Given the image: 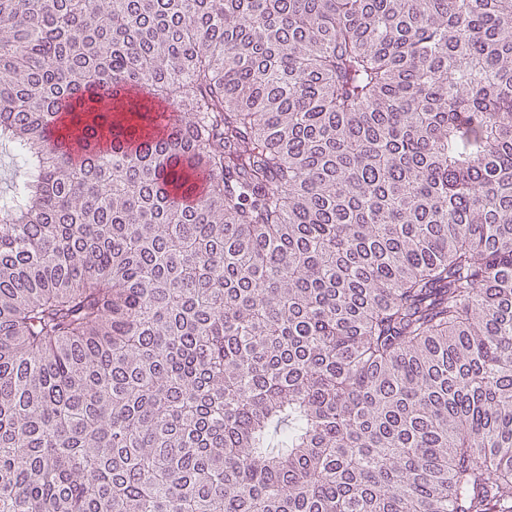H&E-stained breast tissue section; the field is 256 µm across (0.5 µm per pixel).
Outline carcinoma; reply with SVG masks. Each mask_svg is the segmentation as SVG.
Returning <instances> with one entry per match:
<instances>
[{
  "label": "carcinoma",
  "mask_w": 512,
  "mask_h": 512,
  "mask_svg": "<svg viewBox=\"0 0 512 512\" xmlns=\"http://www.w3.org/2000/svg\"><path fill=\"white\" fill-rule=\"evenodd\" d=\"M0 141V512H512V0H0ZM14 154L10 145L0 143V194L1 191H8L12 181L21 173L20 164Z\"/></svg>",
  "instance_id": "1"
}]
</instances>
